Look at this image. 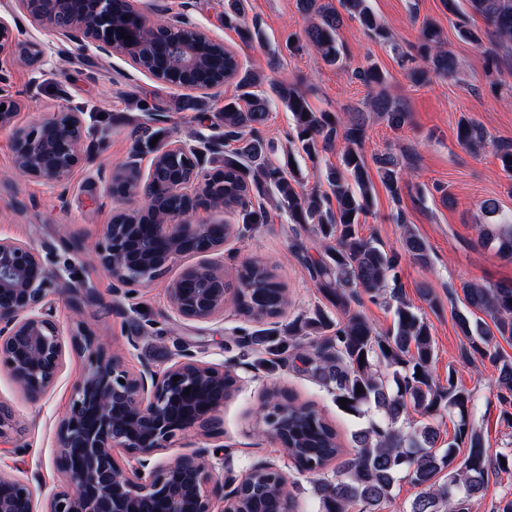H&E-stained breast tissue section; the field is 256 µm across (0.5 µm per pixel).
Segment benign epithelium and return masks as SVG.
Instances as JSON below:
<instances>
[{
    "instance_id": "1",
    "label": "benign epithelium",
    "mask_w": 512,
    "mask_h": 512,
    "mask_svg": "<svg viewBox=\"0 0 512 512\" xmlns=\"http://www.w3.org/2000/svg\"><path fill=\"white\" fill-rule=\"evenodd\" d=\"M33 22L60 38L90 45L104 54L118 51L113 36L117 0H17ZM127 21L149 30L189 76L207 59L173 40L179 30L199 33L216 47L223 42L179 15L151 22L137 12ZM16 40L12 24L0 17V54ZM0 130L11 134L15 168L65 194L73 172L89 155L83 113L63 106L53 117L26 126L15 124L19 102L0 87ZM215 142L169 143L153 153L146 177L133 182L116 173L107 179L109 198L147 200L163 209L159 224H106L94 245L96 264L112 280L113 307L119 298L162 277L178 257L224 249V224L197 220L215 209L223 177L203 168L204 152ZM63 265L33 244L0 236V369H6L27 396L37 401L55 384L71 354L83 358V374L73 386L69 406L56 426L57 470L62 484L48 495L44 512H246L243 478L215 473L209 450L197 448L169 460L156 455L192 430L210 433L231 394L236 377L224 367L179 354L169 367L131 369L99 336L77 322L63 330L47 305L66 295L71 302L97 305L103 299L83 276L75 258L83 251L77 238L61 241ZM224 266L201 260L168 285L170 308L182 320L208 322L224 315ZM190 394H185V390ZM288 397L263 417L265 432L288 448ZM19 431L14 412L0 402V439ZM128 456V463L118 453ZM258 473L278 486L286 475L275 462L255 463ZM64 508H59V505ZM0 512H38L33 485L0 476Z\"/></svg>"
}]
</instances>
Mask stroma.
<instances>
[{"instance_id": "35a3bbf8", "label": "stroma", "mask_w": 512, "mask_h": 512, "mask_svg": "<svg viewBox=\"0 0 512 512\" xmlns=\"http://www.w3.org/2000/svg\"><path fill=\"white\" fill-rule=\"evenodd\" d=\"M369 4L394 35V44L374 40L358 21L345 20L338 41L347 59L344 67L336 68L312 53L293 56L284 52L288 35H303L308 26L296 0H248L245 24L262 33L261 41L250 44L225 29L224 0H134L135 8L155 20L187 14L235 52L243 67L259 73L263 83H299L314 109L341 115L366 111L362 145L366 159L387 153L406 157L412 187L402 188L395 199L383 185H376L374 206L359 231L375 236L388 251H401L408 226L427 242L430 265L421 266L403 256L398 275L405 297L416 307L425 305L420 295L424 287L431 288L439 304L438 312L427 315L435 340L433 370L442 380L454 375L459 386L475 393V424L490 451L512 448V426L503 422L496 397L498 371L489 360L462 357L466 340L454 320L455 312L466 308L462 282L512 283V261L478 242L481 225L512 214V180L506 178L492 147L473 154L456 139L457 122L464 114L482 123L492 137L512 138V44L499 42L467 0H462L457 16L448 13L444 0H369ZM0 16L17 19L20 40L32 44L41 56L38 68L33 69L19 55H0V80L20 103L17 124L48 118L66 104L84 112L94 141L88 161L74 173L66 196L61 197L15 170L10 134L0 131V235L46 250L58 247L63 236H77L93 245L122 207L107 196L105 175L133 155L138 156L141 169L150 167L151 153L133 152L137 125L159 132L165 143H190L201 135L222 137L220 113L225 99L237 93L234 82L210 91L172 86L139 71L125 56H106L93 47L63 41L22 16L16 0H0ZM427 18L441 28L458 70L453 78L416 85L400 57L413 52L421 23ZM462 20L478 32L480 44L459 37L457 25ZM370 61L385 71L387 94L405 105L409 120L404 126L392 127L367 112L366 100L372 92L353 79L351 72ZM141 100L148 104V111L137 109ZM487 199L497 202L498 215L481 210V202ZM401 215L406 218L402 225L397 222ZM271 216L270 223L240 227L238 234L225 241L224 277L235 280L243 265L252 261L272 264L286 287L288 303L267 325L283 329L315 307L327 305L312 283L308 266L309 261L323 257L324 246L315 233L291 223L287 213L275 210ZM197 260L194 254L178 258L164 277L124 300L123 315L98 306L78 309L64 296L54 300L51 313L64 326L83 321L133 369L145 363L166 369L182 350L231 369L237 377L236 389L218 414L217 432L177 437L171 448L161 451V458H173L191 446L227 448L230 460L216 456L212 462L217 472L235 476L256 462H277L293 484L292 512H316L310 475L298 473L280 445L262 431V406L269 391L280 390L314 407L348 451L354 448L353 432L366 421L338 407L327 389L304 374L300 365L282 364L271 371L255 365L242 343L259 325L239 315L233 305H225L223 316L209 322L176 318L167 286ZM83 369L82 358L68 356L54 386L37 402L30 401L13 378L0 370V402L13 410L24 430L19 440L0 444V474L23 480L37 472L43 474L46 486L36 493L41 503L60 480L54 466L55 424L66 411Z\"/></svg>"}]
</instances>
